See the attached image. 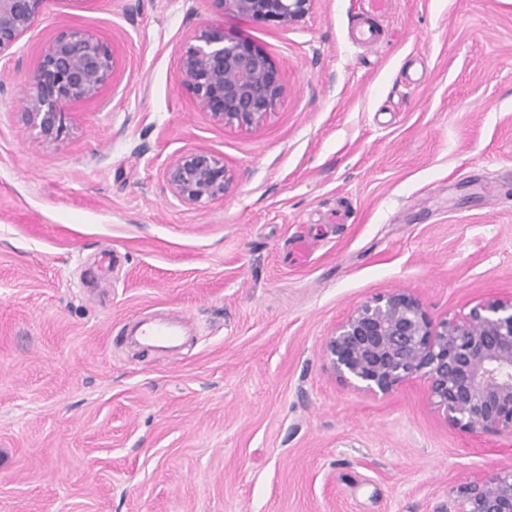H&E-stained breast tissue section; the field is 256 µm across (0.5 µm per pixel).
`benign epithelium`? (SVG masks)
<instances>
[{
    "mask_svg": "<svg viewBox=\"0 0 512 512\" xmlns=\"http://www.w3.org/2000/svg\"><path fill=\"white\" fill-rule=\"evenodd\" d=\"M52 0H0V58L31 31ZM214 18L192 30L179 51L178 78L212 120L224 126L263 124L284 92L278 64L256 42L229 34L224 20L289 26L316 0H210ZM113 47L78 28L58 31L44 46L22 100L25 119L47 139L64 131L74 105L95 99L114 80ZM171 194L202 207L224 197L232 180L224 157L198 146L165 170ZM341 382L388 393L425 376L448 424L469 433L512 437V296L435 322L416 297L393 292L353 310L325 344ZM457 512H512V471L471 481Z\"/></svg>",
    "mask_w": 512,
    "mask_h": 512,
    "instance_id": "benign-epithelium-1",
    "label": "benign epithelium"
}]
</instances>
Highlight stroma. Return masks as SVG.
Returning <instances> with one entry per match:
<instances>
[{
  "mask_svg": "<svg viewBox=\"0 0 512 512\" xmlns=\"http://www.w3.org/2000/svg\"><path fill=\"white\" fill-rule=\"evenodd\" d=\"M209 0H56L0 60V512H454L512 438L448 424L425 377L371 394L324 346L395 291L437 321L512 295V0H317L226 22L281 67L267 121L180 86ZM113 45L116 91L59 140L21 112L63 27ZM203 146L233 174L167 188ZM185 316L169 356L128 343ZM164 175L171 194L192 207H202L223 198L232 180L224 158L203 146L172 160Z\"/></svg>",
  "mask_w": 512,
  "mask_h": 512,
  "instance_id": "1",
  "label": "stroma"
}]
</instances>
